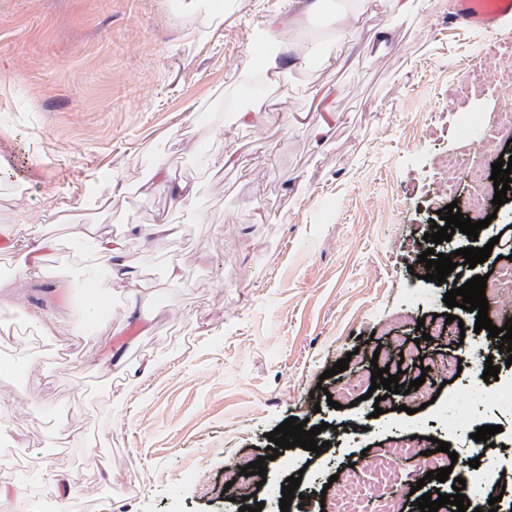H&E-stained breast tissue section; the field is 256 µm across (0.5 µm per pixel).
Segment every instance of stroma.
Returning <instances> with one entry per match:
<instances>
[{"label":"stroma","instance_id":"stroma-1","mask_svg":"<svg viewBox=\"0 0 512 512\" xmlns=\"http://www.w3.org/2000/svg\"><path fill=\"white\" fill-rule=\"evenodd\" d=\"M281 0H0V225L58 239L61 268L19 276L21 251L0 256L14 294L0 306V422L14 428L0 466V512L33 499L22 471L75 477L60 483L58 512H239L267 501L268 488L301 475L303 499L289 512H321L336 477L401 436L430 450L473 447L448 431L438 406L464 379L414 414L373 418V399L332 408L328 394L371 371L389 336L418 344L425 359L455 361L459 342L423 340L419 319L452 313L465 340L493 349L475 316L447 308L451 282L420 279L415 265L437 211L475 191L473 171L512 156V91L487 78L512 62V34L448 29V0H370L342 30L337 12L297 18L277 50L262 31ZM304 53L263 99L240 97L245 69L275 55ZM330 92L337 117L325 138L312 89ZM260 105L240 126L228 100ZM207 150L233 155L213 171L190 151L199 130ZM198 186L197 221L170 209L144 183L154 166ZM494 206L483 238L495 239L494 268L512 264V189ZM167 218L176 233L127 240L139 287L155 300L129 316L112 292L107 323L86 339V272L97 261L76 224L126 238L132 225ZM183 277H167L169 262ZM58 285L64 299L54 298ZM66 319L69 332L24 342L16 323ZM141 331L126 336L130 323ZM122 359L125 373L114 370ZM347 370L325 377L340 359ZM320 427V455L303 448L268 459L267 435L288 418ZM475 423L502 425L505 473L498 512H512V414L485 407ZM266 457V484L247 500L217 491L227 464Z\"/></svg>","mask_w":512,"mask_h":512}]
</instances>
